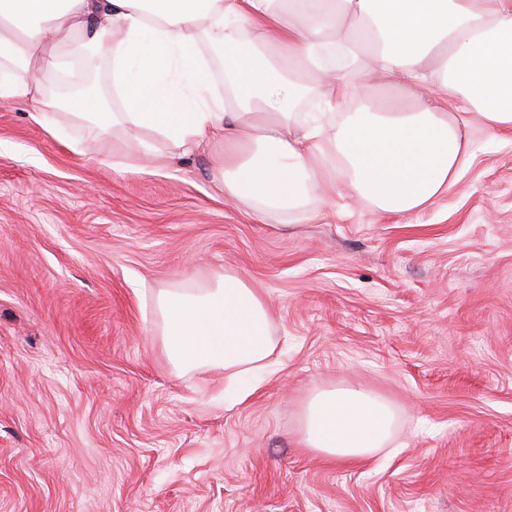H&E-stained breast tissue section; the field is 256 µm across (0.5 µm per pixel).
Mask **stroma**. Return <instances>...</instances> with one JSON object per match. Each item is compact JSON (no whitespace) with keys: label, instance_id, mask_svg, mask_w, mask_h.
Listing matches in <instances>:
<instances>
[{"label":"stroma","instance_id":"obj_1","mask_svg":"<svg viewBox=\"0 0 512 512\" xmlns=\"http://www.w3.org/2000/svg\"><path fill=\"white\" fill-rule=\"evenodd\" d=\"M30 110L0 101V512H512V136L410 217L336 194L282 229L211 149L130 173L126 133ZM226 271L276 341L232 406L153 325L159 291ZM349 385L398 412L356 463L299 442L310 392Z\"/></svg>","mask_w":512,"mask_h":512}]
</instances>
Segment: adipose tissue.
<instances>
[{"instance_id": "1", "label": "adipose tissue", "mask_w": 512, "mask_h": 512, "mask_svg": "<svg viewBox=\"0 0 512 512\" xmlns=\"http://www.w3.org/2000/svg\"><path fill=\"white\" fill-rule=\"evenodd\" d=\"M77 37L113 66L124 109L86 97L69 122L104 140L134 131L130 172L209 145L225 196L262 220L342 189L417 212L456 184L473 133L512 132V0H0V100L30 103L31 121L55 131L44 75ZM203 39L224 61L220 98ZM389 84L399 98L382 96ZM155 311L175 367L224 368L244 396L276 348L265 301L236 272L159 292ZM396 419L362 389L321 388L302 407L300 440L359 461L387 445Z\"/></svg>"}]
</instances>
